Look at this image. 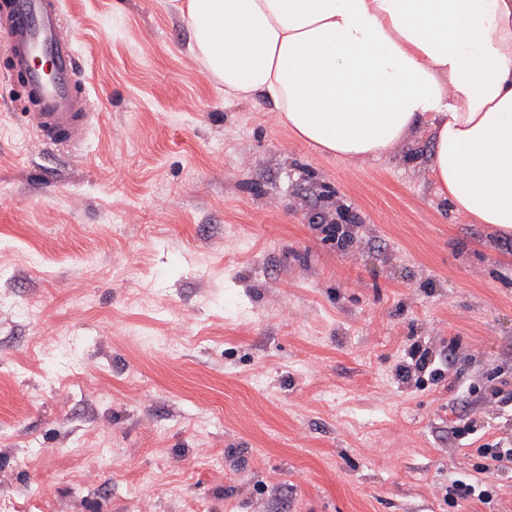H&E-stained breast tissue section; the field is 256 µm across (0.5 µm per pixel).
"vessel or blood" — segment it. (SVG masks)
<instances>
[{"mask_svg": "<svg viewBox=\"0 0 512 512\" xmlns=\"http://www.w3.org/2000/svg\"><path fill=\"white\" fill-rule=\"evenodd\" d=\"M0 67L36 100L28 126L53 147L78 146L96 114L79 81L80 57L63 26L61 0H5L0 5Z\"/></svg>", "mask_w": 512, "mask_h": 512, "instance_id": "obj_1", "label": "vessel or blood"}]
</instances>
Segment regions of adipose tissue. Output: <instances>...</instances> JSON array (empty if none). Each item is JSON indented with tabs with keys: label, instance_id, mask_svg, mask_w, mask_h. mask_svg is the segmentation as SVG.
I'll list each match as a JSON object with an SVG mask.
<instances>
[{
	"label": "adipose tissue",
	"instance_id": "adipose-tissue-1",
	"mask_svg": "<svg viewBox=\"0 0 512 512\" xmlns=\"http://www.w3.org/2000/svg\"><path fill=\"white\" fill-rule=\"evenodd\" d=\"M183 15L225 99L270 102L335 157L425 127L437 192L512 236V0H186Z\"/></svg>",
	"mask_w": 512,
	"mask_h": 512
}]
</instances>
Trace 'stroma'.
<instances>
[{"mask_svg": "<svg viewBox=\"0 0 512 512\" xmlns=\"http://www.w3.org/2000/svg\"><path fill=\"white\" fill-rule=\"evenodd\" d=\"M63 13L78 148L0 72V503L512 512V237L436 194L427 134L328 156L225 101L170 0ZM483 482L475 481L473 483H467L465 481L456 480L448 490L449 496L453 499V496L461 499L477 498L479 501H487L491 496L489 495L488 489H482Z\"/></svg>", "mask_w": 512, "mask_h": 512, "instance_id": "1", "label": "stroma"}]
</instances>
